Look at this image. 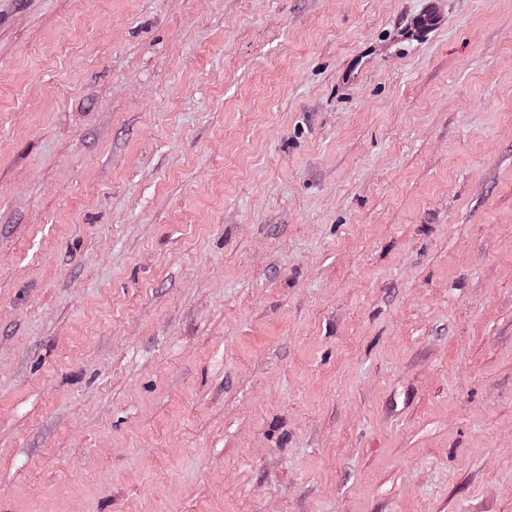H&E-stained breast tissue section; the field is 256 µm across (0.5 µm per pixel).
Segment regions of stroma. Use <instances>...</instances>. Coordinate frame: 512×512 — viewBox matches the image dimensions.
<instances>
[{
	"label": "stroma",
	"instance_id": "1",
	"mask_svg": "<svg viewBox=\"0 0 512 512\" xmlns=\"http://www.w3.org/2000/svg\"><path fill=\"white\" fill-rule=\"evenodd\" d=\"M0 0V512H512V0Z\"/></svg>",
	"mask_w": 512,
	"mask_h": 512
}]
</instances>
